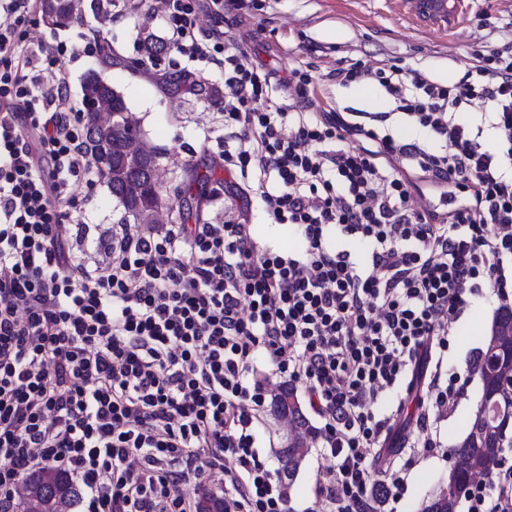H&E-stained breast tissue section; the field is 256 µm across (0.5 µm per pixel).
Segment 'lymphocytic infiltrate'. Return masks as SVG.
I'll list each match as a JSON object with an SVG mask.
<instances>
[{
	"instance_id": "lymphocytic-infiltrate-1",
	"label": "lymphocytic infiltrate",
	"mask_w": 512,
	"mask_h": 512,
	"mask_svg": "<svg viewBox=\"0 0 512 512\" xmlns=\"http://www.w3.org/2000/svg\"><path fill=\"white\" fill-rule=\"evenodd\" d=\"M41 2L0 0V512L45 467L81 486L82 512H197L192 475L219 482L224 512H287L257 446L276 384L303 387L321 422L318 512L399 501L404 479L381 465L396 420L377 404L414 395L427 428L463 389L444 362L467 295L512 301V32L450 85L383 61L331 74L384 87L437 153L379 133L388 113L329 109L308 68L278 80L248 51L225 54L223 30L197 28L224 0H147L180 54L223 69L224 169L297 228L303 246L285 253L259 244L244 210L86 223L69 181L97 172L60 65L80 49L32 47L17 29ZM465 105L488 114L496 150L456 119ZM261 355L274 382L248 379ZM463 497L467 512H512V462Z\"/></svg>"
}]
</instances>
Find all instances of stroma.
I'll return each mask as SVG.
<instances>
[{"label": "stroma", "instance_id": "35a3bbf8", "mask_svg": "<svg viewBox=\"0 0 512 512\" xmlns=\"http://www.w3.org/2000/svg\"><path fill=\"white\" fill-rule=\"evenodd\" d=\"M241 8L222 15L201 16L198 26L208 31L220 28L226 42L255 53L276 76L306 66L313 76L326 75L346 60L371 64L390 60L426 70L430 77L450 82L479 55L489 54L501 43V28L512 21V0H448L447 21L426 19L412 0H241ZM81 14L65 28L47 27L41 15L26 26L29 39L56 41L67 47H82L86 36L95 34L112 49L109 60L62 58L74 96H81L88 72H96L121 92L143 139L163 156L167 171L162 189L165 206L174 214L191 213L212 224L223 223L226 190L240 178L221 165L224 153V117L215 104L217 89L224 86V73L215 66L203 71L204 84L196 90L182 86V76L195 69V62L172 47L158 55L154 66L143 64L142 41L152 34L165 39L159 23L145 20L136 0H80ZM334 107L343 112H387V129L397 138L413 134L429 150H440L426 141L407 115L394 112L393 101L381 86L352 83L332 87ZM210 173L205 185L194 186L188 199L176 197L173 189L190 181L192 173ZM69 197L86 212L92 224H117L125 217L123 206L104 182L87 188L84 180L71 179ZM251 222L259 241L281 250L297 247L296 229L270 223L258 201H251ZM500 302L489 289L468 296L464 314L455 324L448 350L449 372L467 383L448 415L432 422L428 430L414 420L397 422L400 443L416 447L419 461L406 476L405 491L397 512H419L426 496L447 477L451 462L443 450L455 448L464 438L469 420L481 395V382L472 371L485 346ZM441 443L427 451L425 438ZM330 460L319 448H311L299 475L288 490V512H307L314 500L317 474Z\"/></svg>", "mask_w": 512, "mask_h": 512}]
</instances>
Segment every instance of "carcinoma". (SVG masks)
Masks as SVG:
<instances>
[{"instance_id": "obj_1", "label": "carcinoma", "mask_w": 512, "mask_h": 512, "mask_svg": "<svg viewBox=\"0 0 512 512\" xmlns=\"http://www.w3.org/2000/svg\"><path fill=\"white\" fill-rule=\"evenodd\" d=\"M83 96L112 98V133L109 139L110 165L98 168L112 196L131 213L135 210H150L163 202L161 186L151 182V167L147 163H126L124 147L133 131L124 112L128 111L123 96L112 84L92 72L86 75L82 86ZM512 327V307L504 306L496 314L490 335L474 372L481 381V398L484 411L474 410L468 432L457 448L453 449L454 463L448 477L441 480L439 489L427 498L424 507L437 512H456L458 500L469 484V474L484 471L488 460L498 457L501 444L512 431V377H505L506 367L512 363V349L499 345L502 328ZM275 415L288 414L295 428L308 429V419L293 389L279 388L274 395ZM310 448L301 440L291 439L288 446L277 450L280 471L288 484H293L300 466ZM27 488L36 494L45 512H59L70 507L78 497L76 485L65 473L53 468H43L28 475ZM198 512H224V499L204 493L198 499Z\"/></svg>"}]
</instances>
